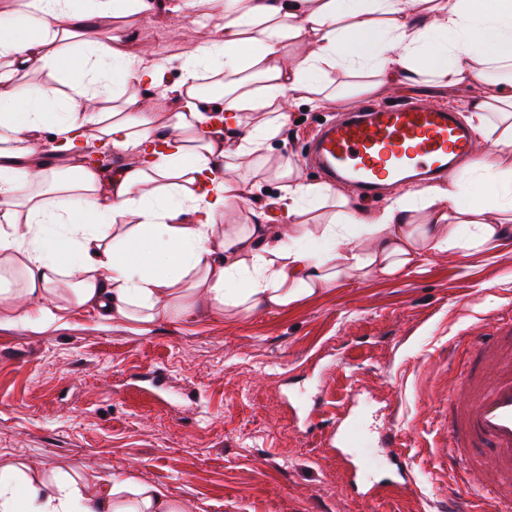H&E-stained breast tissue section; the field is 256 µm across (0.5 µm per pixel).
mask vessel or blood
Listing matches in <instances>:
<instances>
[{"label": "vessel or blood", "mask_w": 512, "mask_h": 512, "mask_svg": "<svg viewBox=\"0 0 512 512\" xmlns=\"http://www.w3.org/2000/svg\"><path fill=\"white\" fill-rule=\"evenodd\" d=\"M471 130L456 112L431 101L367 103L337 114L316 130L307 160L327 184L343 183L368 199L414 181L426 184L450 174L457 160L472 155ZM470 344L478 371L458 376L448 394L447 447L443 465L471 474L481 470L480 489L500 505L512 504V318ZM339 444L349 468L350 487L370 506L409 493L413 487L406 444L392 429L379 438L381 455L369 453L353 426ZM487 449L472 464L469 449ZM394 462V477L377 478L381 460Z\"/></svg>", "instance_id": "b4317fda"}]
</instances>
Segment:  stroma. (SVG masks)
I'll list each match as a JSON object with an SVG mask.
<instances>
[{
    "mask_svg": "<svg viewBox=\"0 0 512 512\" xmlns=\"http://www.w3.org/2000/svg\"><path fill=\"white\" fill-rule=\"evenodd\" d=\"M128 27L127 51L163 58L171 83L192 46L219 35L192 14L159 9ZM492 91L421 84L382 88L372 99L456 110ZM339 111L298 103L261 167L285 155L303 179L321 181L306 163L309 136ZM256 169L242 166L253 191L225 223H249L276 190V182L256 183ZM46 304L60 309L48 326L0 320V468L22 462L46 478L161 485L188 512H369L296 402L301 393L315 398L324 421L336 416L333 401L351 393L363 436L400 430L414 467V491L378 512H438L452 489L478 512H495L434 451L448 390L473 364L465 338L512 315V237L490 248L457 245L397 277L344 280L262 315L213 310L140 324L63 306L56 294Z\"/></svg>",
    "mask_w": 512,
    "mask_h": 512,
    "instance_id": "stroma-1",
    "label": "stroma"
}]
</instances>
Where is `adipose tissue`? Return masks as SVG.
<instances>
[{
  "label": "adipose tissue",
  "mask_w": 512,
  "mask_h": 512,
  "mask_svg": "<svg viewBox=\"0 0 512 512\" xmlns=\"http://www.w3.org/2000/svg\"><path fill=\"white\" fill-rule=\"evenodd\" d=\"M179 80L84 24L142 15L148 0H13L0 10V310L44 324L42 300L70 280V302L105 319L149 323L205 309L282 308L345 277L394 276L452 248L456 233L490 246L512 236V0H207ZM356 105L386 85L491 83L468 100V123L496 146L443 185L394 193L367 211L283 163L284 221L224 228L245 186L237 163L280 140L288 110L337 96ZM222 74L224 126L210 125L201 74ZM167 111L160 130L154 114ZM48 148H36L42 131ZM128 164H87L90 143ZM338 219L309 220L326 205ZM424 211L425 223L414 221ZM0 512H187L163 486L94 477L45 479L0 469Z\"/></svg>",
  "instance_id": "adipose-tissue-1"
}]
</instances>
